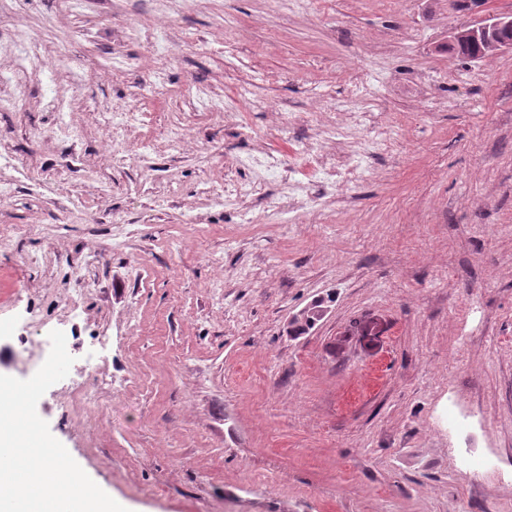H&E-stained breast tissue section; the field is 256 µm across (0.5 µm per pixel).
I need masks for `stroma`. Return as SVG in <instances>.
I'll list each match as a JSON object with an SVG mask.
<instances>
[{
	"instance_id": "35a3bbf8",
	"label": "stroma",
	"mask_w": 512,
	"mask_h": 512,
	"mask_svg": "<svg viewBox=\"0 0 512 512\" xmlns=\"http://www.w3.org/2000/svg\"><path fill=\"white\" fill-rule=\"evenodd\" d=\"M460 2L182 0L160 53L121 35L155 0L0 16L49 33L55 62L0 59V225L34 227L0 248V323L26 306L69 322L78 366L110 336L105 410L60 381L37 413L127 512H512V49L441 50L512 0ZM50 87L78 143L54 136ZM351 111L391 133L363 178L317 184L304 210L274 186L215 205L252 182L253 149L298 165L299 141ZM109 112L147 113L149 135L106 131Z\"/></svg>"
}]
</instances>
